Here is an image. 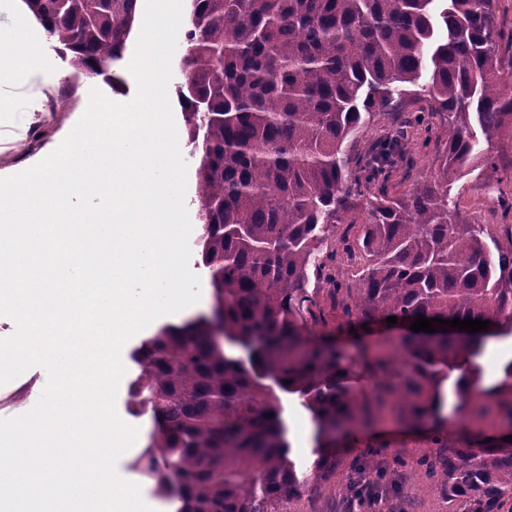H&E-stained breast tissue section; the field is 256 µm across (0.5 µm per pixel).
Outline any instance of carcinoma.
<instances>
[{
	"label": "carcinoma",
	"mask_w": 512,
	"mask_h": 512,
	"mask_svg": "<svg viewBox=\"0 0 512 512\" xmlns=\"http://www.w3.org/2000/svg\"><path fill=\"white\" fill-rule=\"evenodd\" d=\"M493 2L190 0L177 94L202 148L200 255L224 335L216 340L206 317L160 327L132 353L139 373L129 384L130 410L157 423L134 467L177 512H282L365 418L353 361L307 336L312 286L355 292L351 324L397 317L400 417H433L455 372L461 417L497 395L512 426V361L491 391L476 362L487 338L512 333V231L493 236L451 197L461 176L497 172L476 151L479 137L512 132V31ZM23 3L74 74L120 87L139 0ZM426 68L431 83L420 89ZM408 95L448 117V139L435 175L397 197L382 185L405 160L403 132L354 157L346 143ZM356 206L367 221L352 238L353 225L338 223ZM341 253L357 262L352 280L336 276ZM419 315L490 325L435 338L410 330ZM280 391L302 398L314 422L308 474L290 458ZM430 441L437 451L420 465L459 512H512L511 447L463 435L450 448L439 430ZM356 465L348 498L378 502L393 473L374 450Z\"/></svg>",
	"instance_id": "cac0c4a2"
}]
</instances>
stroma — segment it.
Returning <instances> with one entry per match:
<instances>
[{
    "instance_id": "obj_1",
    "label": "stroma",
    "mask_w": 512,
    "mask_h": 512,
    "mask_svg": "<svg viewBox=\"0 0 512 512\" xmlns=\"http://www.w3.org/2000/svg\"><path fill=\"white\" fill-rule=\"evenodd\" d=\"M23 45L34 51L40 69L28 80H0V178L13 176L49 155L67 137L83 116L91 90L101 91L117 103L132 100L137 82L131 72H124L125 84L111 89L98 79L75 75L57 44L48 37L36 21H29ZM180 151L187 164L186 206L192 224L190 243H197L203 233L195 202L196 170L202 152L190 143L185 114L179 102L171 104ZM448 137V123L443 116L431 119L429 127L411 126L405 134L408 165L393 172L387 189L394 195L407 194L416 179L425 177L435 167V159ZM481 152L492 155L504 176L486 179L467 176L457 181L451 190L459 210L481 224H512V145L497 139L479 143ZM317 319L310 325L314 338H330L351 357L360 376L359 386L369 405L384 401L394 407L396 397L385 388L376 386L373 374L376 359L383 356L396 331L380 323L350 326L346 323L342 300L333 299L327 288L315 290ZM30 389L23 402L15 403L11 394L22 384ZM47 383L45 369H27L7 384L0 385V415L17 417L29 412L39 400ZM282 417L287 428L291 457L300 470H309L314 459V424L301 399L282 394ZM446 430L449 439H457L461 431L470 435H495L501 429L497 412H490L462 426L456 410L452 381L441 386V404L436 415L424 426L400 422L386 417L354 431L353 442L336 450V465L317 488L305 492L291 505V512H351L352 505L345 493V484L352 461L362 448L372 447L378 458L393 472L397 489L384 496L376 512H453L452 504L431 484L424 467L417 461L431 454L429 433L432 429Z\"/></svg>"
}]
</instances>
